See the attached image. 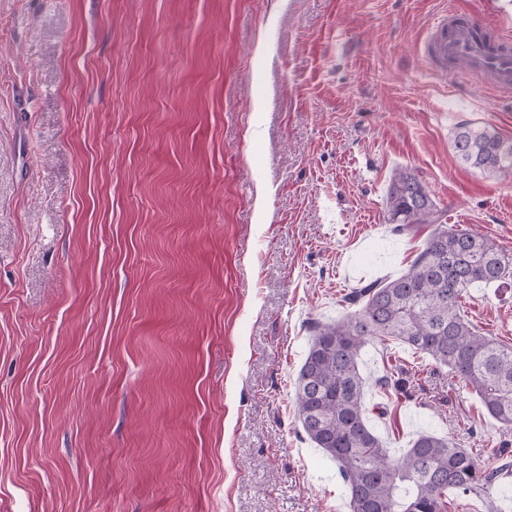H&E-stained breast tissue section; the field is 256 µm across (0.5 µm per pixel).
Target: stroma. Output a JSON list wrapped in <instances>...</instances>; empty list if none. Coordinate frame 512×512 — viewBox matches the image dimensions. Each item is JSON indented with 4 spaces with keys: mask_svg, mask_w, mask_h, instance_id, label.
Instances as JSON below:
<instances>
[{
    "mask_svg": "<svg viewBox=\"0 0 512 512\" xmlns=\"http://www.w3.org/2000/svg\"><path fill=\"white\" fill-rule=\"evenodd\" d=\"M452 6L512 36V0H0V512H348L294 381L432 231L392 233L396 171L512 254V177L452 148L512 135V93L419 52ZM465 309L512 344V286ZM360 368L391 454L512 449L407 345Z\"/></svg>",
    "mask_w": 512,
    "mask_h": 512,
    "instance_id": "stroma-1",
    "label": "stroma"
}]
</instances>
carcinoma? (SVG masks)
Listing matches in <instances>:
<instances>
[{
	"label": "carcinoma",
	"mask_w": 512,
	"mask_h": 512,
	"mask_svg": "<svg viewBox=\"0 0 512 512\" xmlns=\"http://www.w3.org/2000/svg\"><path fill=\"white\" fill-rule=\"evenodd\" d=\"M453 147L465 165L512 177L511 136L463 124ZM387 203L397 234L436 227L405 272L353 289L342 299L351 312L313 326L296 379L297 414L307 437L336 463L350 512H448V492L485 495L512 474V451L478 455L449 437L421 433L391 456L369 423L358 357L372 338L399 340L448 368L488 415L512 429V345L481 333L462 302L475 284H511L512 255L478 231L438 223L431 197L408 170L394 175Z\"/></svg>",
	"instance_id": "1"
}]
</instances>
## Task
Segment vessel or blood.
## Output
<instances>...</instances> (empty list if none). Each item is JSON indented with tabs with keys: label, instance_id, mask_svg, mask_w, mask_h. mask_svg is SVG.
I'll list each match as a JSON object with an SVG mask.
<instances>
[{
	"label": "vessel or blood",
	"instance_id": "obj_1",
	"mask_svg": "<svg viewBox=\"0 0 512 512\" xmlns=\"http://www.w3.org/2000/svg\"><path fill=\"white\" fill-rule=\"evenodd\" d=\"M422 53L441 68L455 62L496 90L512 88V40L456 10L433 24Z\"/></svg>",
	"mask_w": 512,
	"mask_h": 512
}]
</instances>
